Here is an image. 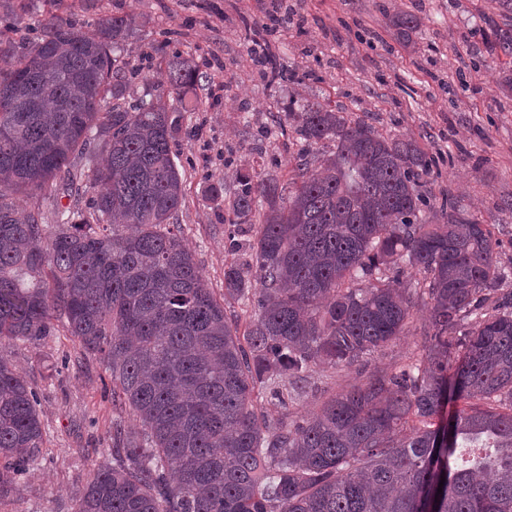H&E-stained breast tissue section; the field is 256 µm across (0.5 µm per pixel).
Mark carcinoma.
I'll use <instances>...</instances> for the list:
<instances>
[{"label": "carcinoma", "instance_id": "1", "mask_svg": "<svg viewBox=\"0 0 512 512\" xmlns=\"http://www.w3.org/2000/svg\"><path fill=\"white\" fill-rule=\"evenodd\" d=\"M133 24L105 15L87 34L50 16L0 31V338L69 336L102 354L112 403L140 423H112V465L75 512H422L439 488L432 512H512V291L489 227L431 203L418 142L290 102L294 178L237 176L228 251L249 261L224 267L216 296L177 224L173 148L199 68L157 45L165 81L126 105ZM393 25L409 39L421 22ZM492 35L512 58V30ZM258 63L268 83L284 78L271 55ZM434 210L446 223H429ZM406 269L420 279L390 276ZM412 328L408 363L357 377L306 419L288 413L320 370L348 371ZM43 440L36 392L0 360V499Z\"/></svg>", "mask_w": 512, "mask_h": 512}]
</instances>
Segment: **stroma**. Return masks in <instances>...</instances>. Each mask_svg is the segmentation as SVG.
Wrapping results in <instances>:
<instances>
[{
	"instance_id": "stroma-1",
	"label": "stroma",
	"mask_w": 512,
	"mask_h": 512,
	"mask_svg": "<svg viewBox=\"0 0 512 512\" xmlns=\"http://www.w3.org/2000/svg\"><path fill=\"white\" fill-rule=\"evenodd\" d=\"M0 0V28L56 14L91 31L112 12L131 14L122 59L148 52L161 32L193 57L202 73V111L188 113L176 147L185 160L181 234L210 288L224 291V267L244 261L225 247L224 207L207 189L233 187L237 171L255 166L280 180L292 176L298 149L289 103H321L367 117L382 134L415 140L435 163L434 198L488 224L498 242L502 282L512 290V90L508 66L491 52V25L512 27L497 0ZM422 20L411 41L392 20ZM272 55L285 79L262 77L255 51ZM0 359L25 373L40 401L44 442L29 473L0 500V512H73L76 495L112 445V386L98 356L50 336L35 343L0 340Z\"/></svg>"
}]
</instances>
